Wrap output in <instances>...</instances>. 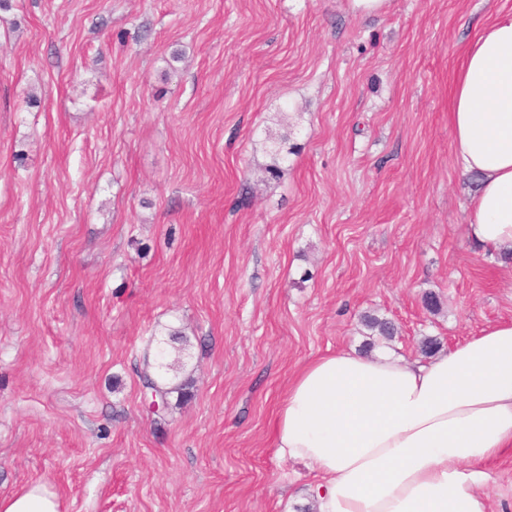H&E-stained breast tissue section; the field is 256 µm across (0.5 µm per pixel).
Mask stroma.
Instances as JSON below:
<instances>
[{
    "mask_svg": "<svg viewBox=\"0 0 512 512\" xmlns=\"http://www.w3.org/2000/svg\"><path fill=\"white\" fill-rule=\"evenodd\" d=\"M0 9V497L62 512H296L273 421L297 369L420 357L512 320L466 235L459 60L512 0H11ZM442 310L424 307L426 292ZM181 333L166 418L142 409ZM512 512V454L487 462ZM1 512H60L57 495L41 484L25 487L8 498L0 499Z\"/></svg>",
    "mask_w": 512,
    "mask_h": 512,
    "instance_id": "stroma-1",
    "label": "stroma"
}]
</instances>
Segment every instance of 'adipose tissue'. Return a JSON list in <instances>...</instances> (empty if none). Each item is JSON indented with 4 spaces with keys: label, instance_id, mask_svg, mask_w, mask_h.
<instances>
[{
    "label": "adipose tissue",
    "instance_id": "ef3b65f1",
    "mask_svg": "<svg viewBox=\"0 0 512 512\" xmlns=\"http://www.w3.org/2000/svg\"><path fill=\"white\" fill-rule=\"evenodd\" d=\"M453 150L479 177L469 238L512 250V15L466 48L450 102ZM281 458L320 478L318 512H487L484 463L512 452V322L427 360L339 349L305 363L275 421ZM0 512H60L40 484Z\"/></svg>",
    "mask_w": 512,
    "mask_h": 512
}]
</instances>
